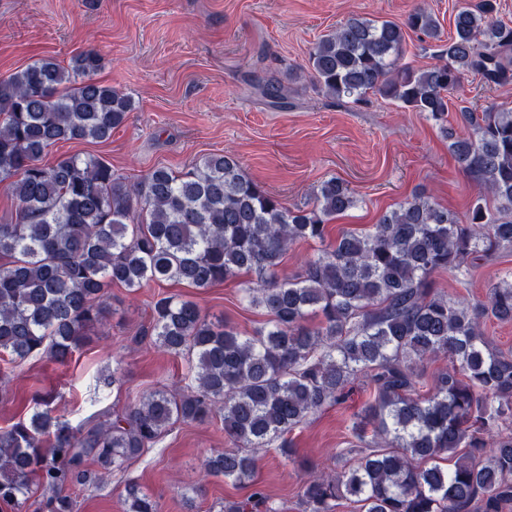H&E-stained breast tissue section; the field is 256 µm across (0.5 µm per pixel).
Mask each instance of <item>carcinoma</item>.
Here are the masks:
<instances>
[{"label": "carcinoma", "mask_w": 512, "mask_h": 512, "mask_svg": "<svg viewBox=\"0 0 512 512\" xmlns=\"http://www.w3.org/2000/svg\"><path fill=\"white\" fill-rule=\"evenodd\" d=\"M497 0H463L453 34L418 7L398 24L352 16L309 54L311 77L328 97L360 106L380 95L440 124L449 151L498 202H481L467 221L423 196L403 201L379 223L329 239L327 225L358 199L337 178L324 181L309 209L291 210L249 178L232 155L208 154L176 173L149 169L131 183L95 156L43 157L61 141L105 142L133 111L132 98L98 79L94 49L63 66L43 58L0 78V184L15 218L0 223V357L15 365L36 355L64 363L102 326L107 290L135 291L172 281L210 288L249 275L248 303L268 327L241 336L193 301L158 297L145 335L163 352L191 356L195 386L155 390L103 421L72 425L54 413L56 395L37 392L32 412L0 429V502L24 512L32 486L46 512H75L71 487L90 481L88 464L111 473L153 446L177 423L220 413L233 447L205 463L211 476L252 487L218 512H276L253 484L260 451L324 408L352 380L372 392L363 419L371 439L339 452L353 463L302 481L303 512H502L512 504V355L493 347L484 320L512 321V270L487 285L485 298L450 297L432 287L438 271L466 276L474 262L512 251V109L463 106L446 125L449 97L466 76L512 82V25ZM437 43L438 63L405 61L407 31ZM275 108L290 104L274 77L254 84ZM319 253L280 276L295 243ZM320 317L316 325L309 324ZM444 356L420 393L423 364ZM119 393L121 367L98 380ZM125 512H159L134 481Z\"/></svg>", "instance_id": "carcinoma-1"}]
</instances>
